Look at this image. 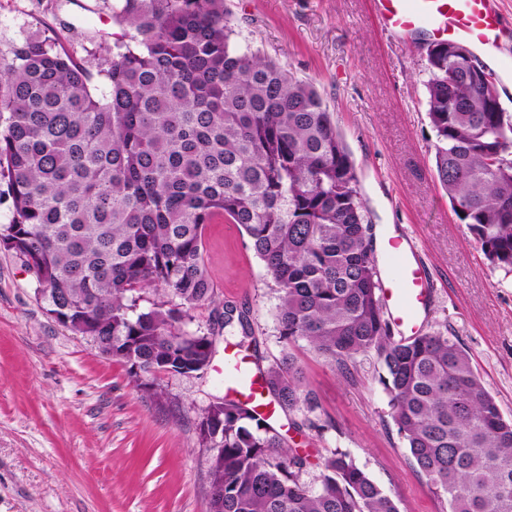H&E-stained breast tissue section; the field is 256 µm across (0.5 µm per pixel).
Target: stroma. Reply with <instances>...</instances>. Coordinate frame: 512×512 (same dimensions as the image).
I'll return each instance as SVG.
<instances>
[{
	"label": "stroma",
	"mask_w": 512,
	"mask_h": 512,
	"mask_svg": "<svg viewBox=\"0 0 512 512\" xmlns=\"http://www.w3.org/2000/svg\"><path fill=\"white\" fill-rule=\"evenodd\" d=\"M224 3L242 42L317 87L351 153L370 224L395 226L421 252L434 290L424 330L462 346L512 420V272L489 263L436 179L426 41L381 31L369 0ZM121 6L0 0V48L48 36L99 66L112 56ZM203 258L215 301L195 310L193 329L216 326L230 302L248 311L264 361L280 357L275 285L246 234L224 218L206 225ZM216 347L204 373L162 374L153 390L138 387L123 361L56 322L22 261L0 250V512H210L197 423L225 394L224 340ZM290 352L332 424L319 433L299 415L275 421L290 448L309 456L307 482L341 450L400 512H447L397 432L376 354L344 368L303 340Z\"/></svg>",
	"instance_id": "1"
}]
</instances>
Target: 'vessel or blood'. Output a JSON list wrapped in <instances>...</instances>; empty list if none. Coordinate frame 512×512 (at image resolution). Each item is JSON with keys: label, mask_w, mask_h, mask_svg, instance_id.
<instances>
[{"label": "vessel or blood", "mask_w": 512, "mask_h": 512, "mask_svg": "<svg viewBox=\"0 0 512 512\" xmlns=\"http://www.w3.org/2000/svg\"><path fill=\"white\" fill-rule=\"evenodd\" d=\"M374 19L389 35L411 39L422 34L433 42H455L493 55L501 50L503 28L497 0H372ZM374 260L380 269V296L385 312L404 337L416 335L421 315L432 296L422 260L404 235L380 229L374 242ZM228 391L248 393L265 416L275 413L266 402L258 374L247 373L238 360H226Z\"/></svg>", "instance_id": "obj_1"}]
</instances>
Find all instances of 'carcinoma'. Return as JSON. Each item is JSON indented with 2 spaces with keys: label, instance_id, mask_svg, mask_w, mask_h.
Here are the masks:
<instances>
[{
  "label": "carcinoma",
  "instance_id": "obj_1",
  "mask_svg": "<svg viewBox=\"0 0 512 512\" xmlns=\"http://www.w3.org/2000/svg\"><path fill=\"white\" fill-rule=\"evenodd\" d=\"M116 21L101 97L90 66L49 37L0 51V181L13 203L0 244L51 289L56 320L98 337L139 386L207 369L214 332L187 325L214 302L203 230L225 217L276 287L280 341L344 367L375 352L398 433L448 512H512V421L457 342L394 338L354 165L314 84L241 45L224 0H123ZM428 68L438 182L490 264L511 272L512 120L492 80L450 52ZM221 325L257 345L236 307ZM260 373L280 411L325 430L289 354ZM199 437L217 448L212 512H400L343 451L312 488L308 456L242 400L203 409Z\"/></svg>",
  "mask_w": 512,
  "mask_h": 512
}]
</instances>
